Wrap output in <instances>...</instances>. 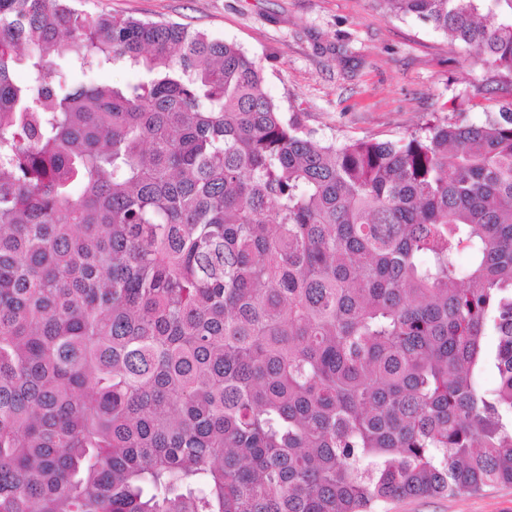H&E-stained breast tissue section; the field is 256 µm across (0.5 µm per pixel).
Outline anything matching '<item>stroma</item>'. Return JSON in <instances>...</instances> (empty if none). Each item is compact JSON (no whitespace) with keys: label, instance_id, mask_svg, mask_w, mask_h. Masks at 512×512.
I'll return each mask as SVG.
<instances>
[{"label":"stroma","instance_id":"stroma-1","mask_svg":"<svg viewBox=\"0 0 512 512\" xmlns=\"http://www.w3.org/2000/svg\"><path fill=\"white\" fill-rule=\"evenodd\" d=\"M116 17L167 20L235 43L264 69V90L322 142L396 140L432 118L479 123L475 93L512 102L492 70L428 24L375 0H85ZM378 512H512V485L383 504Z\"/></svg>","mask_w":512,"mask_h":512}]
</instances>
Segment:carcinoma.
Masks as SVG:
<instances>
[{"label":"carcinoma","instance_id":"obj_1","mask_svg":"<svg viewBox=\"0 0 512 512\" xmlns=\"http://www.w3.org/2000/svg\"><path fill=\"white\" fill-rule=\"evenodd\" d=\"M376 2L512 79V0ZM263 82L181 24L0 0V512L512 484V111L325 144Z\"/></svg>","mask_w":512,"mask_h":512}]
</instances>
